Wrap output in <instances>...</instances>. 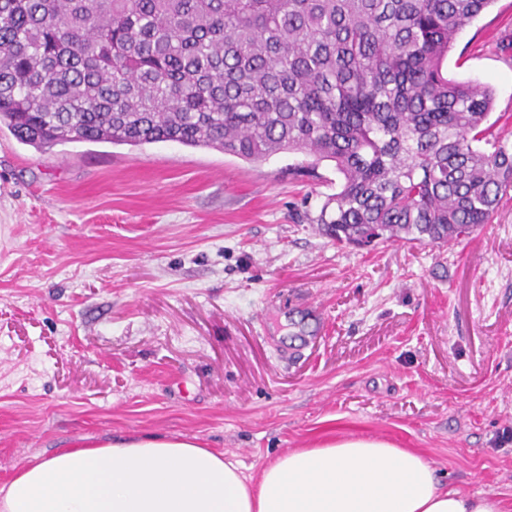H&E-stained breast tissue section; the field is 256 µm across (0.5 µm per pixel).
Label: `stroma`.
<instances>
[{"instance_id": "stroma-1", "label": "stroma", "mask_w": 512, "mask_h": 512, "mask_svg": "<svg viewBox=\"0 0 512 512\" xmlns=\"http://www.w3.org/2000/svg\"><path fill=\"white\" fill-rule=\"evenodd\" d=\"M512 145V0L457 36ZM0 131V485L77 443L198 439L259 476L370 436L512 505V188L469 238L358 249L311 216L332 162Z\"/></svg>"}]
</instances>
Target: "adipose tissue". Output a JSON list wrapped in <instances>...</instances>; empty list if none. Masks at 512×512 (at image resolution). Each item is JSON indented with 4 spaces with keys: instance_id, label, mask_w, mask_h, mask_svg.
Instances as JSON below:
<instances>
[{
    "instance_id": "ef3b65f1",
    "label": "adipose tissue",
    "mask_w": 512,
    "mask_h": 512,
    "mask_svg": "<svg viewBox=\"0 0 512 512\" xmlns=\"http://www.w3.org/2000/svg\"><path fill=\"white\" fill-rule=\"evenodd\" d=\"M0 512H505L441 486L421 454L348 437L276 457L259 478L197 439L145 436L59 450L0 487Z\"/></svg>"
}]
</instances>
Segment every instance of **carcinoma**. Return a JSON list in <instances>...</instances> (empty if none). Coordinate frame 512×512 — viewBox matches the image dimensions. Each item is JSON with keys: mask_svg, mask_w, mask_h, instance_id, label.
I'll use <instances>...</instances> for the list:
<instances>
[{"mask_svg": "<svg viewBox=\"0 0 512 512\" xmlns=\"http://www.w3.org/2000/svg\"><path fill=\"white\" fill-rule=\"evenodd\" d=\"M494 0H0V128L65 142H177L334 163L309 218L338 244H448L512 187L487 152L488 85L448 78Z\"/></svg>", "mask_w": 512, "mask_h": 512, "instance_id": "1", "label": "carcinoma"}]
</instances>
